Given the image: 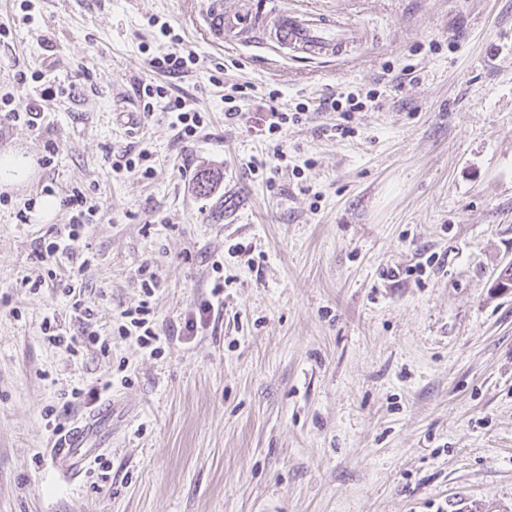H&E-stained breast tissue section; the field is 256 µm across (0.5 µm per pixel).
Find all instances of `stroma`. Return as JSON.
I'll use <instances>...</instances> for the list:
<instances>
[{"mask_svg":"<svg viewBox=\"0 0 512 512\" xmlns=\"http://www.w3.org/2000/svg\"><path fill=\"white\" fill-rule=\"evenodd\" d=\"M207 5L0 0L12 29L0 96L26 102L20 70L63 89L40 130L0 125V154L32 161L0 185V512H512V290L495 286L512 263V0H320L364 34L330 62L259 35L210 44ZM151 16L173 21L202 67L152 72ZM142 81L205 112L194 144L165 99L140 115ZM246 81L281 90L288 109L358 87L378 96L349 119L307 112L273 142L224 117ZM344 122L353 135H334ZM144 144L152 177L116 175L118 155ZM277 148L286 170H250ZM76 186L99 211L76 254L45 265L35 249L67 210L16 213L43 188L60 200ZM237 243L252 256L231 255ZM143 265L162 279L158 328L183 322L221 275L223 317L145 353L116 323L145 298ZM50 270L37 293L17 288ZM74 279L109 355L43 338L50 314L78 333L61 293ZM105 377L115 411L91 444L110 478L64 480L44 413Z\"/></svg>","mask_w":512,"mask_h":512,"instance_id":"1","label":"stroma"}]
</instances>
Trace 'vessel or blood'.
<instances>
[{"instance_id": "obj_1", "label": "vessel or blood", "mask_w": 512, "mask_h": 512, "mask_svg": "<svg viewBox=\"0 0 512 512\" xmlns=\"http://www.w3.org/2000/svg\"><path fill=\"white\" fill-rule=\"evenodd\" d=\"M204 25L207 39L219 45L237 41L246 32L265 29L279 53L311 61L341 57L361 37L360 30L345 18L313 5L281 11L267 8L264 0H254L246 9H230L222 0H210ZM113 409L112 402H105L75 423L64 440L54 443L52 464L58 475L73 481L86 471L95 454L87 441Z\"/></svg>"}]
</instances>
